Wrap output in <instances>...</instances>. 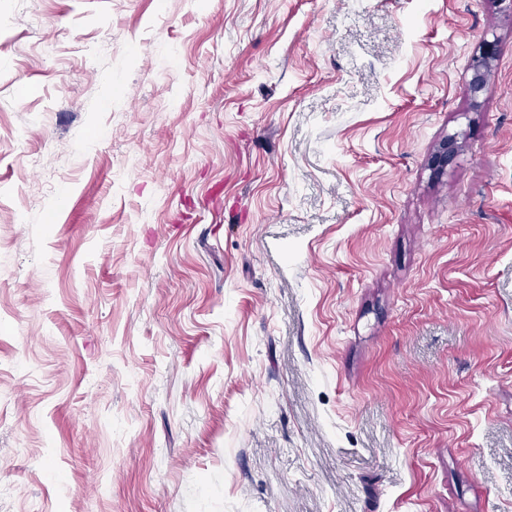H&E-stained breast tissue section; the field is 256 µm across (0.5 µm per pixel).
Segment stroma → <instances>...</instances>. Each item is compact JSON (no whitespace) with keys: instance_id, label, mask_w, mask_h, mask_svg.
Returning <instances> with one entry per match:
<instances>
[{"instance_id":"stroma-1","label":"stroma","mask_w":512,"mask_h":512,"mask_svg":"<svg viewBox=\"0 0 512 512\" xmlns=\"http://www.w3.org/2000/svg\"><path fill=\"white\" fill-rule=\"evenodd\" d=\"M0 512H512V0H0Z\"/></svg>"}]
</instances>
